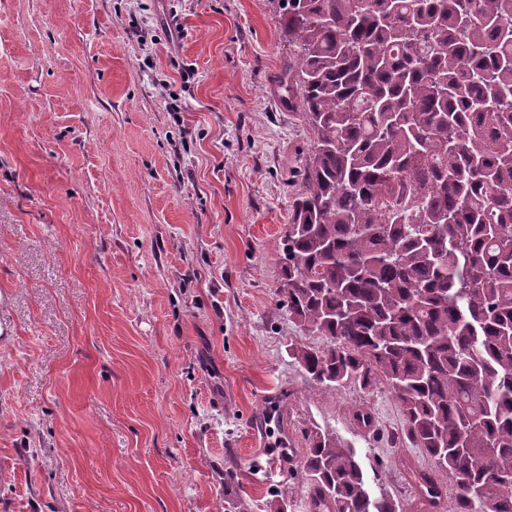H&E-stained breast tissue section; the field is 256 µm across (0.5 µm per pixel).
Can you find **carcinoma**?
<instances>
[{
    "label": "carcinoma",
    "instance_id": "carcinoma-1",
    "mask_svg": "<svg viewBox=\"0 0 512 512\" xmlns=\"http://www.w3.org/2000/svg\"><path fill=\"white\" fill-rule=\"evenodd\" d=\"M313 133L278 293L316 384L387 387L415 512H512V0H278ZM311 512H398L316 431Z\"/></svg>",
    "mask_w": 512,
    "mask_h": 512
}]
</instances>
